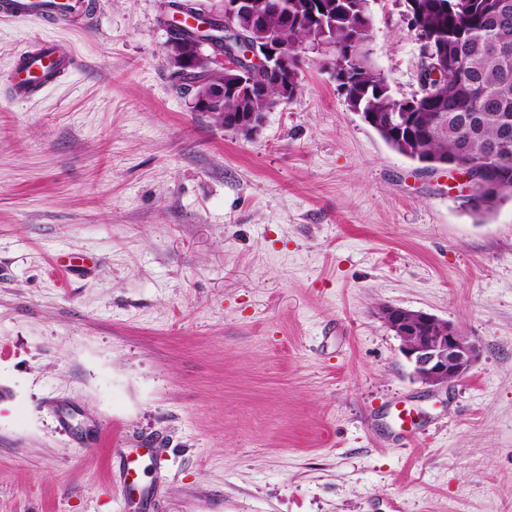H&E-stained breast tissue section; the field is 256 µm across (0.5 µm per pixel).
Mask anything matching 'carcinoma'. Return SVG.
Masks as SVG:
<instances>
[{
  "instance_id": "cac0c4a2",
  "label": "carcinoma",
  "mask_w": 512,
  "mask_h": 512,
  "mask_svg": "<svg viewBox=\"0 0 512 512\" xmlns=\"http://www.w3.org/2000/svg\"><path fill=\"white\" fill-rule=\"evenodd\" d=\"M308 2L286 0L291 20L285 25L269 10L270 0H263L267 29L290 50L302 49L311 39ZM329 2L336 12L333 40L351 49L344 56L346 81L338 84L348 105L412 135L404 144H390L398 153L422 162L446 161L463 151L491 180L512 188V10L499 9L502 0H421L423 19L411 31L440 42L448 67L439 70L429 92L397 98L369 58L368 36L341 17L344 0ZM281 95L277 86L265 100L226 93L224 111L262 112Z\"/></svg>"
}]
</instances>
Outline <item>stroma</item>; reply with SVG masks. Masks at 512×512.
<instances>
[{
  "label": "stroma",
  "instance_id": "stroma-1",
  "mask_svg": "<svg viewBox=\"0 0 512 512\" xmlns=\"http://www.w3.org/2000/svg\"><path fill=\"white\" fill-rule=\"evenodd\" d=\"M96 2L0 17V512H512V200L474 217L312 52L244 139L180 89L169 0ZM369 12L414 95L404 0ZM35 37L78 65L21 102ZM383 305L458 325L468 376L414 380Z\"/></svg>",
  "mask_w": 512,
  "mask_h": 512
}]
</instances>
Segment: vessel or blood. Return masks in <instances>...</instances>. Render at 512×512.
Masks as SVG:
<instances>
[{
	"instance_id": "vessel-or-blood-1",
	"label": "vessel or blood",
	"mask_w": 512,
	"mask_h": 512,
	"mask_svg": "<svg viewBox=\"0 0 512 512\" xmlns=\"http://www.w3.org/2000/svg\"><path fill=\"white\" fill-rule=\"evenodd\" d=\"M94 8L93 0H0V13L21 19L39 17L75 22L89 17ZM75 65L74 58L58 55L49 43L38 39L29 41L15 63L14 98H33Z\"/></svg>"
}]
</instances>
